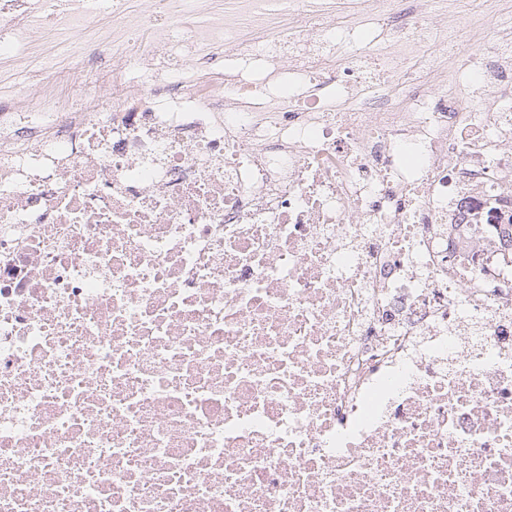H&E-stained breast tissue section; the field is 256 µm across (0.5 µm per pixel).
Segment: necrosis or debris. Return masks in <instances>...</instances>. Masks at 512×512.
<instances>
[{
	"instance_id": "1",
	"label": "necrosis or debris",
	"mask_w": 512,
	"mask_h": 512,
	"mask_svg": "<svg viewBox=\"0 0 512 512\" xmlns=\"http://www.w3.org/2000/svg\"><path fill=\"white\" fill-rule=\"evenodd\" d=\"M214 3L0 0V512H512V0ZM8 56H0V92L5 94H17L22 91L33 94L34 88H26L22 80L15 79L12 70L9 67Z\"/></svg>"
}]
</instances>
